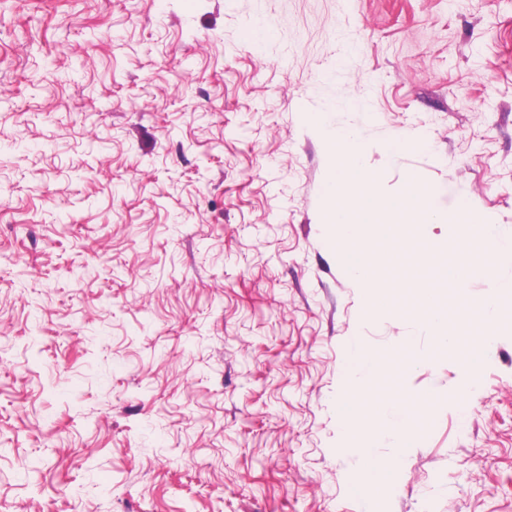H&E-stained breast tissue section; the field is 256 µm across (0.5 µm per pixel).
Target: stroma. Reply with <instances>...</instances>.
<instances>
[{"mask_svg":"<svg viewBox=\"0 0 512 512\" xmlns=\"http://www.w3.org/2000/svg\"><path fill=\"white\" fill-rule=\"evenodd\" d=\"M320 118L512 237V0H0V512H366L341 367L409 340L377 512H512V318L449 404L339 259Z\"/></svg>","mask_w":512,"mask_h":512,"instance_id":"stroma-1","label":"stroma"}]
</instances>
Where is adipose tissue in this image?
Returning <instances> with one entry per match:
<instances>
[{
  "mask_svg": "<svg viewBox=\"0 0 512 512\" xmlns=\"http://www.w3.org/2000/svg\"><path fill=\"white\" fill-rule=\"evenodd\" d=\"M413 363V358L405 353L384 356L365 351L351 353L343 367L345 388L337 402L345 410L339 418L340 431L344 443L361 458L353 485L370 506L375 503L376 491L384 486V476L401 474L408 452L421 433L416 420L401 417L389 428L375 429L370 425L371 416L382 414L389 405L417 411L435 401L434 394H419L403 385L402 378ZM383 439L393 447L387 458L375 453Z\"/></svg>",
  "mask_w": 512,
  "mask_h": 512,
  "instance_id": "1",
  "label": "adipose tissue"
}]
</instances>
